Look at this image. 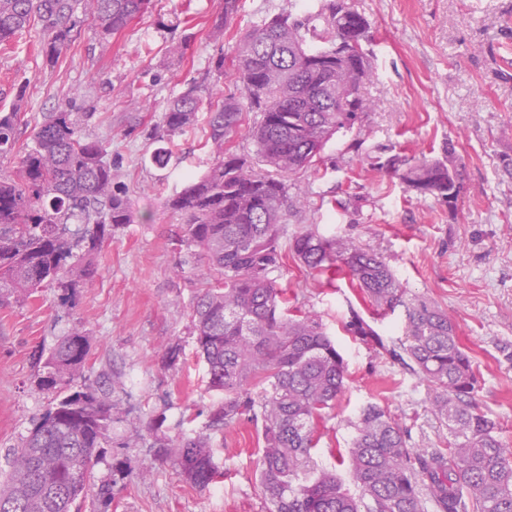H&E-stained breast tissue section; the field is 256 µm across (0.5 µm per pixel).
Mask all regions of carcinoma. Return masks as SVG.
<instances>
[{
	"label": "carcinoma",
	"mask_w": 512,
	"mask_h": 512,
	"mask_svg": "<svg viewBox=\"0 0 512 512\" xmlns=\"http://www.w3.org/2000/svg\"><path fill=\"white\" fill-rule=\"evenodd\" d=\"M240 0H224L210 30L224 26ZM152 0H0V46L39 23L42 53L55 60L88 18L100 38L146 13ZM370 24L346 0H320L302 15L276 14L239 37L233 66L241 94L210 105L208 143L217 155L201 175H189L168 206L185 217L192 258L204 259L203 288L191 307L196 348L207 365L208 389L222 395L208 428L240 422L259 428L260 483L267 512H512V458L498 424L475 406L477 376L447 312L405 289L385 259L351 239L305 230L291 249L307 268L341 273L357 282L378 313L405 307V341L395 345L356 311L347 331L408 365L427 382L432 406L448 429L447 451L415 448L408 430L382 407L363 406L354 422L349 479L312 465L323 419L342 393L346 364L318 317L292 313L288 293L271 273L283 259L281 224L288 212L289 177L317 164L333 136L362 121L370 104L362 84L373 77ZM210 88L192 85L170 100L164 141L193 126ZM253 156L224 147L244 122ZM92 112L44 114L32 142L18 143L21 113L0 112V158L14 160L0 175V305L51 287L61 305H75L93 281L96 261L112 231L134 222L125 196L114 189L108 142L85 133ZM387 169L417 194L451 200L464 193L453 151ZM77 218L82 228L70 232ZM89 334L73 329L49 350H34L38 385L56 393L21 445L5 455L0 512H76L87 496V476L112 422L108 393L85 374ZM260 389L257 394L247 385ZM155 454L179 467L194 487L223 481L211 437L203 432Z\"/></svg>",
	"instance_id": "1"
}]
</instances>
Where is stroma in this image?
Wrapping results in <instances>:
<instances>
[{
	"label": "stroma",
	"mask_w": 512,
	"mask_h": 512,
	"mask_svg": "<svg viewBox=\"0 0 512 512\" xmlns=\"http://www.w3.org/2000/svg\"><path fill=\"white\" fill-rule=\"evenodd\" d=\"M317 2L241 0L220 44L209 31L224 0H153L108 40L85 23L53 61L41 52L38 25L0 49V109L20 104L22 141L44 113L93 109L87 132L109 141L116 181L136 215L104 244L96 277L75 308L59 306L50 288L0 306V481L5 450L20 446L54 398L39 388L31 354L52 348L79 323L91 334L87 376L112 398L114 420L87 478L93 491L111 485L109 512H265L263 444L253 424L214 433L224 471L216 486L191 487L177 466L153 456L158 440L203 430L218 401L195 356L190 307L199 281L180 244L184 219L167 205L187 174H202L216 160L207 144L208 111L200 109L195 125L166 143L156 134L174 96L212 82L218 53H232L236 39L265 18ZM349 3L374 36V74L363 94L375 108L327 143L320 164L289 177L288 193L301 203L288 212L281 246L289 248L309 224L324 237L350 238L385 258L408 296L446 311L477 373L475 402L499 421L512 454V175L505 169L512 161V0ZM161 145L169 151L163 168L151 162ZM449 146L464 166L456 211L420 197L386 169L391 157L440 158ZM273 278L322 320L346 363L345 389L316 425L320 467L346 474L331 451L349 448L352 423L370 402L408 429L414 447L446 448L448 432L431 409L427 383L345 328L356 311L396 339L403 310L378 315L348 278L328 280L293 256ZM174 345L183 357L170 366L166 352ZM119 462L131 472L117 471Z\"/></svg>",
	"instance_id": "stroma-1"
}]
</instances>
